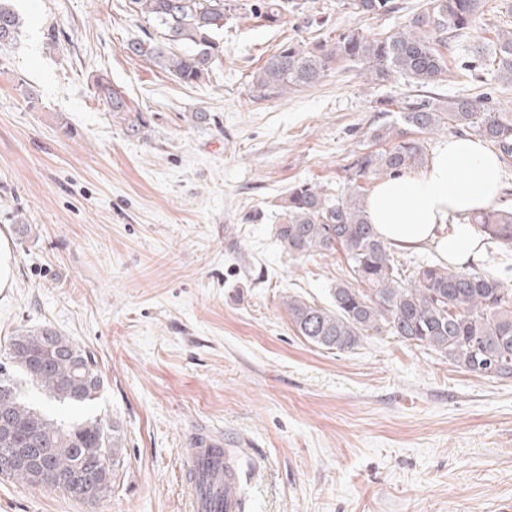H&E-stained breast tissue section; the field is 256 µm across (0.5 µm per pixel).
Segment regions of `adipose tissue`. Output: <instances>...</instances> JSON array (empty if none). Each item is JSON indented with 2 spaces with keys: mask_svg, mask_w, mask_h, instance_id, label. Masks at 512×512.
<instances>
[{
  "mask_svg": "<svg viewBox=\"0 0 512 512\" xmlns=\"http://www.w3.org/2000/svg\"><path fill=\"white\" fill-rule=\"evenodd\" d=\"M500 169L478 137L455 135L421 170L375 185L366 199L368 220L380 238L403 249L429 246L461 268L480 260L482 237L468 224H449L493 204Z\"/></svg>",
  "mask_w": 512,
  "mask_h": 512,
  "instance_id": "obj_1",
  "label": "adipose tissue"
}]
</instances>
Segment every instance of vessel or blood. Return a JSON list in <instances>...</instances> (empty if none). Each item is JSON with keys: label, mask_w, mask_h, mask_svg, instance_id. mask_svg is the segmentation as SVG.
Here are the masks:
<instances>
[{"label": "vessel or blood", "mask_w": 512, "mask_h": 512, "mask_svg": "<svg viewBox=\"0 0 512 512\" xmlns=\"http://www.w3.org/2000/svg\"><path fill=\"white\" fill-rule=\"evenodd\" d=\"M185 472L183 512H241L239 471L235 457L220 442L204 437L182 451Z\"/></svg>", "instance_id": "1"}]
</instances>
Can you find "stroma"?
<instances>
[{
    "instance_id": "stroma-1",
    "label": "stroma",
    "mask_w": 512,
    "mask_h": 512,
    "mask_svg": "<svg viewBox=\"0 0 512 512\" xmlns=\"http://www.w3.org/2000/svg\"><path fill=\"white\" fill-rule=\"evenodd\" d=\"M394 2L384 16L302 0L277 26L225 20L210 80L190 86L127 54L150 30L128 0H14L23 33L0 46L12 273L0 359L24 327L72 338L104 379L82 413L116 421L126 449L99 502L0 477V512H182L180 451L214 427L225 447L261 453L241 479L250 512H512V379L386 334L319 348L285 306L298 295L327 304L346 263L283 253V196L303 181L336 189L382 120L378 101L411 87L345 62L314 86L265 96L253 74L290 40L389 35L423 0ZM499 3L485 0L482 30L446 51L436 93L512 112V84L487 57ZM313 14L324 26L307 25ZM99 74L147 118L143 137L98 98Z\"/></svg>"
}]
</instances>
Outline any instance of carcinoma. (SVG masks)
Returning <instances> with one entry per match:
<instances>
[{
	"mask_svg": "<svg viewBox=\"0 0 512 512\" xmlns=\"http://www.w3.org/2000/svg\"><path fill=\"white\" fill-rule=\"evenodd\" d=\"M131 13L153 22L156 34L126 44L136 57L160 65L181 82L210 78L219 56L214 33L224 29L226 13L237 5L226 0H128ZM483 0H427L401 29L385 37L359 28L338 34L332 44L289 41L279 46L254 73V85L282 95L318 83L340 62H357L374 81L406 77L417 87L391 109L395 117L370 129L375 150L354 155L343 185L332 195L307 182L288 188L286 222L276 226L281 249L291 257L341 252L347 278L332 289V307L290 297L288 314L295 331L309 343L349 351L368 336L388 333L448 359L456 367L495 379L512 378V286L490 273L459 270L441 263L414 266L406 272L394 263L392 245L375 234L365 214V185L415 172L427 164L421 136L460 127L471 131L512 159V112L465 96L440 99L432 88L444 80L442 50L477 30ZM362 14L391 12L393 0H352ZM297 8L294 0H260L250 14L276 24ZM20 35V20L7 0H0V44ZM187 45L190 51L178 53ZM492 64L512 83V29L497 30ZM98 97L116 114L130 112L125 97L104 75L94 80ZM491 243L512 246V210L485 209L464 217ZM0 448L42 445L52 465L65 476L80 475L96 488L87 496L80 482L40 483L33 470L5 466L0 475L66 493L93 503L112 491L124 460L125 438L119 425L99 418L61 422L30 405L18 392L14 373L37 386L49 399L74 408L98 398L103 377L97 362L70 338L48 327L21 329L9 339L0 363Z\"/></svg>",
	"mask_w": 512,
	"mask_h": 512,
	"instance_id": "carcinoma-1",
	"label": "carcinoma"
}]
</instances>
